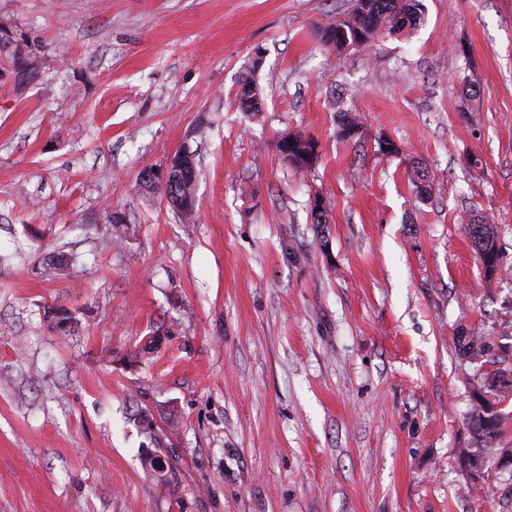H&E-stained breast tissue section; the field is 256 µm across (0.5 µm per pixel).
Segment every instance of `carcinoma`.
<instances>
[{
	"label": "carcinoma",
	"instance_id": "carcinoma-1",
	"mask_svg": "<svg viewBox=\"0 0 512 512\" xmlns=\"http://www.w3.org/2000/svg\"><path fill=\"white\" fill-rule=\"evenodd\" d=\"M422 16V0H354L351 10L325 27L321 36H326L329 31L336 35L359 33L362 47L366 48L382 35L393 36L408 27H415L420 24ZM0 68L10 73L22 69L32 79L37 74L38 58L35 53L24 49L23 39L17 36L10 46L0 47ZM190 174L189 170L182 171L170 187L162 188L168 203L188 222L193 221L196 215L194 182ZM465 232L474 248L486 249L497 244L495 226L484 219L471 218L465 225ZM483 388L490 398L476 403L468 418V427L477 437L482 451L493 457L497 452L496 439L509 419V415L495 409V406L509 394V386L498 387L486 379Z\"/></svg>",
	"mask_w": 512,
	"mask_h": 512
}]
</instances>
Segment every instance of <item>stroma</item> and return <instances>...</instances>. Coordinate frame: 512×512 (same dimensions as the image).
I'll list each match as a JSON object with an SVG mask.
<instances>
[{
    "instance_id": "1",
    "label": "stroma",
    "mask_w": 512,
    "mask_h": 512,
    "mask_svg": "<svg viewBox=\"0 0 512 512\" xmlns=\"http://www.w3.org/2000/svg\"><path fill=\"white\" fill-rule=\"evenodd\" d=\"M352 4L0 0L39 62L0 75V512H512V469L458 461L512 370V0H423L339 55L321 30ZM183 151L191 223L138 180ZM286 137L294 139L296 142H298L300 144L301 148H303V149L309 148L311 152L314 151L315 143L311 139L306 137L303 133L298 132V133H291L289 135L287 134L278 140L277 148H278L280 154L283 153V146L281 145V140ZM295 157H296V160L294 162H289V164L292 165L296 169V171L301 172V173H307V172L311 171V169L313 168V165L315 164V161L317 159V153H314V152L312 153V162L310 160H305L298 156H295ZM477 220L480 222L479 224L476 223ZM465 232L468 235L472 247L476 254L479 256L487 273H492V268L495 266L498 269L499 252L493 253L491 250H489V252H486L484 256H481L477 249V247L480 246V248H484V251H486L488 246H497L495 226L493 224H488L487 220L473 217L465 225ZM483 242L485 244L480 245Z\"/></svg>"
}]
</instances>
